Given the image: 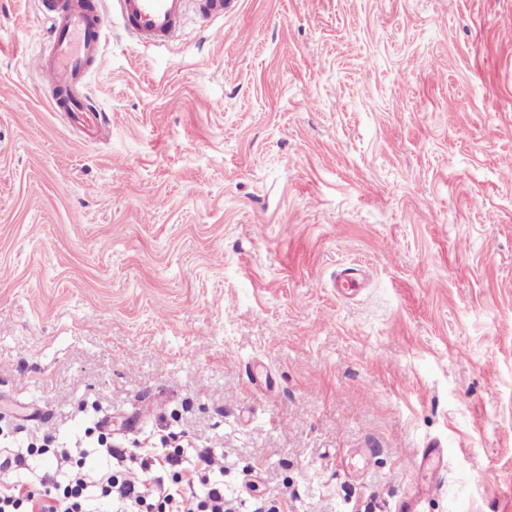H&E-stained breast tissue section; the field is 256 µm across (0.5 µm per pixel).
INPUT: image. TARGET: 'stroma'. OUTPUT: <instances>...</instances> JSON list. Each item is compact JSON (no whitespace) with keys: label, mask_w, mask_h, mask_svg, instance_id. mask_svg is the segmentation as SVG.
<instances>
[{"label":"stroma","mask_w":512,"mask_h":512,"mask_svg":"<svg viewBox=\"0 0 512 512\" xmlns=\"http://www.w3.org/2000/svg\"><path fill=\"white\" fill-rule=\"evenodd\" d=\"M0 0V435L224 455L236 512H512V0L111 20L95 138ZM365 280L347 291L336 274Z\"/></svg>","instance_id":"1"}]
</instances>
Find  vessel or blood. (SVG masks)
Returning a JSON list of instances; mask_svg holds the SVG:
<instances>
[{
    "instance_id": "1",
    "label": "vessel or blood",
    "mask_w": 512,
    "mask_h": 512,
    "mask_svg": "<svg viewBox=\"0 0 512 512\" xmlns=\"http://www.w3.org/2000/svg\"><path fill=\"white\" fill-rule=\"evenodd\" d=\"M234 0H46L50 54L40 66L41 81L53 92L54 111L87 130L101 115L83 91L96 64L106 31V16L114 14L132 36L146 46H163L178 37L192 18L215 23Z\"/></svg>"
}]
</instances>
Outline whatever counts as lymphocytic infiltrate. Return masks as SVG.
Returning <instances> with one entry per match:
<instances>
[{
	"mask_svg": "<svg viewBox=\"0 0 512 512\" xmlns=\"http://www.w3.org/2000/svg\"><path fill=\"white\" fill-rule=\"evenodd\" d=\"M88 467L85 448H0V512H231L224 464L193 445L142 448L113 465L103 448Z\"/></svg>",
	"mask_w": 512,
	"mask_h": 512,
	"instance_id": "1",
	"label": "lymphocytic infiltrate"
}]
</instances>
